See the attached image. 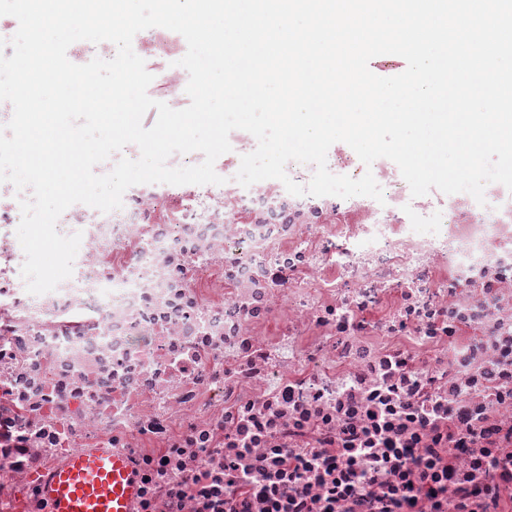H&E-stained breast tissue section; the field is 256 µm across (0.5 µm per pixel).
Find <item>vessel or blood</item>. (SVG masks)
I'll list each match as a JSON object with an SVG mask.
<instances>
[{"instance_id": "obj_1", "label": "vessel or blood", "mask_w": 512, "mask_h": 512, "mask_svg": "<svg viewBox=\"0 0 512 512\" xmlns=\"http://www.w3.org/2000/svg\"><path fill=\"white\" fill-rule=\"evenodd\" d=\"M42 491L53 512H129L138 481L123 458L89 448L74 453Z\"/></svg>"}]
</instances>
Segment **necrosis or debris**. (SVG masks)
<instances>
[{"mask_svg":"<svg viewBox=\"0 0 512 512\" xmlns=\"http://www.w3.org/2000/svg\"><path fill=\"white\" fill-rule=\"evenodd\" d=\"M140 184L69 207L73 273L33 295L16 191L0 183V512L109 448L134 512H512V191L383 201L240 185Z\"/></svg>","mask_w":512,"mask_h":512,"instance_id":"1","label":"necrosis or debris"}]
</instances>
